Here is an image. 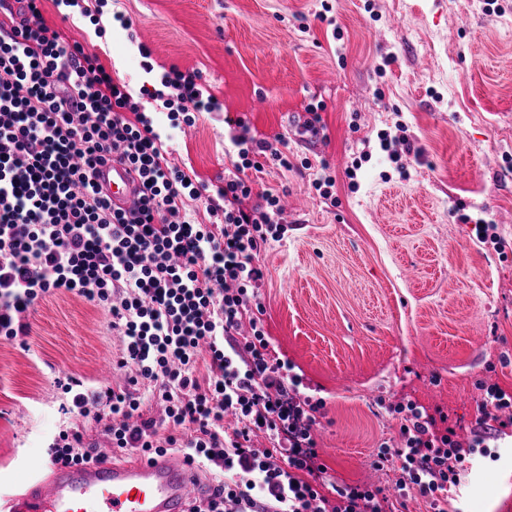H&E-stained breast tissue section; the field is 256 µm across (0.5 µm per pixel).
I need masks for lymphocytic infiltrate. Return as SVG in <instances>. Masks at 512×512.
I'll return each mask as SVG.
<instances>
[{
    "instance_id": "obj_1",
    "label": "lymphocytic infiltrate",
    "mask_w": 512,
    "mask_h": 512,
    "mask_svg": "<svg viewBox=\"0 0 512 512\" xmlns=\"http://www.w3.org/2000/svg\"><path fill=\"white\" fill-rule=\"evenodd\" d=\"M0 24V338L29 333L26 313L45 296L69 292L106 309L121 341L124 387L95 390L68 378L62 388L77 414L94 415L111 449L150 455L182 449L198 465L231 472L194 512H385L376 491L344 485L325 492L312 429L322 401L301 405V379L271 357L258 290V257L284 235L280 195L254 193L244 170L293 169L286 138L231 136L224 184L210 199L209 223L192 222L188 201L205 184L173 163L153 121L128 85L114 82L98 55L42 17L40 0H15ZM150 92L172 127H195L221 103L196 72L170 66ZM116 158L140 179L134 207L114 209L94 180L97 164ZM209 360L207 381L195 368ZM150 387L161 418L139 419V391ZM483 412L469 443L415 402L398 404L396 456L401 497L419 492L431 512L450 507L467 458L485 454L500 410L512 394L482 390ZM236 426L226 430L224 419ZM263 432L268 447L251 437ZM82 432L60 431L50 462L67 466L107 456Z\"/></svg>"
}]
</instances>
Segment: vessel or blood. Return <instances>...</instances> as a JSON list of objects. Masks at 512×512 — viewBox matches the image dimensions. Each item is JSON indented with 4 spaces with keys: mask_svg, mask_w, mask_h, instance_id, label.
Here are the masks:
<instances>
[{
    "mask_svg": "<svg viewBox=\"0 0 512 512\" xmlns=\"http://www.w3.org/2000/svg\"><path fill=\"white\" fill-rule=\"evenodd\" d=\"M95 180L113 206L127 209L137 198L139 180L119 160L97 165ZM205 490L199 470L178 453L105 457L15 481L0 495V512H191Z\"/></svg>",
    "mask_w": 512,
    "mask_h": 512,
    "instance_id": "obj_1",
    "label": "vessel or blood"
}]
</instances>
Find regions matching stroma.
<instances>
[{
    "label": "stroma",
    "instance_id": "35a3bbf8",
    "mask_svg": "<svg viewBox=\"0 0 512 512\" xmlns=\"http://www.w3.org/2000/svg\"><path fill=\"white\" fill-rule=\"evenodd\" d=\"M326 4L329 24L318 18ZM40 8L132 89L159 87L171 65L201 72L223 109L191 130L172 128L151 99L143 105L172 160L209 186L221 183L237 117L251 135H284L309 159L301 172L267 167L244 177L255 191L288 192L287 230L260 257L263 320L273 355L301 378L296 399L324 402L315 438L327 480L394 494L398 463L376 466L375 453L398 443L392 408L410 400L470 441L479 384L512 393V0L492 12L485 0H115L97 25L59 0ZM116 10L132 30L113 21ZM142 42L152 50L149 73ZM384 56L393 62L381 74ZM320 101V136L298 140L307 104ZM399 122L422 151L404 175L378 139ZM356 162L352 183L346 172ZM325 163L336 177L332 203L311 186ZM480 222L493 225L496 242L478 237ZM27 320L24 341L0 339L6 480L43 467L62 426L110 445L93 417L68 413L71 397L56 378L91 388L126 378L102 370L121 351L102 308L63 292ZM488 447L460 489L464 512H512V436Z\"/></svg>",
    "mask_w": 512,
    "mask_h": 512
}]
</instances>
